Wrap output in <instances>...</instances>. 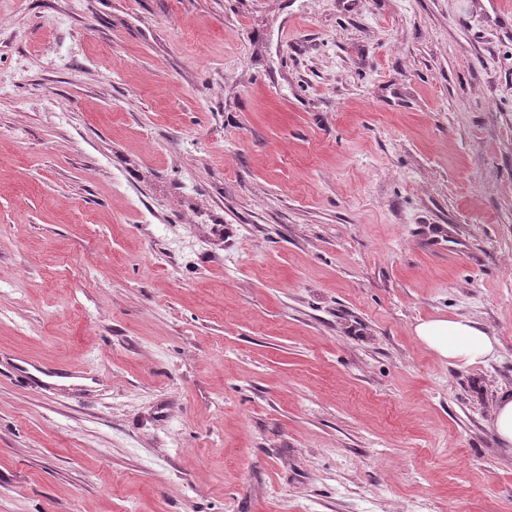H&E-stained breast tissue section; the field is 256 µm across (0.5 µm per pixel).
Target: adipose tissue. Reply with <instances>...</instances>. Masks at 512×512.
Wrapping results in <instances>:
<instances>
[{"instance_id": "ef3b65f1", "label": "adipose tissue", "mask_w": 512, "mask_h": 512, "mask_svg": "<svg viewBox=\"0 0 512 512\" xmlns=\"http://www.w3.org/2000/svg\"><path fill=\"white\" fill-rule=\"evenodd\" d=\"M418 337L449 362L469 364L493 355L497 340L467 318L433 320L416 328Z\"/></svg>"}]
</instances>
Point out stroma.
Masks as SVG:
<instances>
[{"label": "stroma", "instance_id": "obj_1", "mask_svg": "<svg viewBox=\"0 0 512 512\" xmlns=\"http://www.w3.org/2000/svg\"><path fill=\"white\" fill-rule=\"evenodd\" d=\"M511 395L512 0H0V512H512ZM418 337L443 359L472 364L493 355L497 340L467 318L433 320L416 327ZM494 426L500 439L512 445V398L499 403L494 414Z\"/></svg>", "mask_w": 512, "mask_h": 512}]
</instances>
